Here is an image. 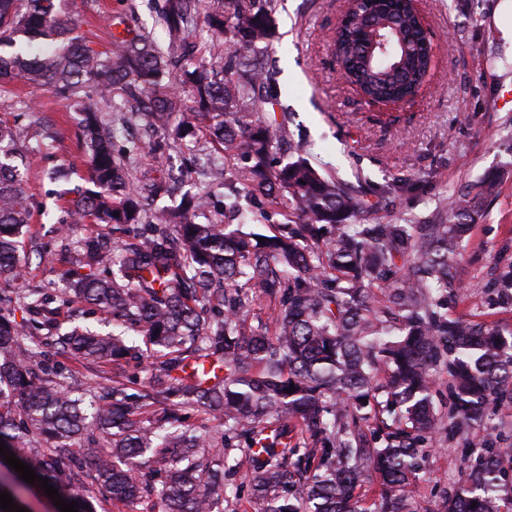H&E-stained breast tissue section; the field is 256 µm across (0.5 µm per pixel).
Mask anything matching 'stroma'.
<instances>
[{
    "instance_id": "1",
    "label": "stroma",
    "mask_w": 512,
    "mask_h": 512,
    "mask_svg": "<svg viewBox=\"0 0 512 512\" xmlns=\"http://www.w3.org/2000/svg\"><path fill=\"white\" fill-rule=\"evenodd\" d=\"M498 3L417 0L434 36L435 56L423 86L405 103L367 101L344 78L331 53L343 0H277L278 37L264 55L277 79L275 115L286 118L287 141L301 145L314 167L367 194L402 175L423 181L422 192L392 198L385 212L388 220H425L449 206L462 186L489 172L502 173L498 195L461 244L463 288L449 312L512 330V308L494 305L486 288L499 267L512 264V43L505 41L494 22ZM161 4L162 0H74L72 11L97 47L109 44L108 20L123 12L132 14L162 46L166 38L158 17ZM30 102L54 127L56 137L47 154L36 156L29 165L25 237L40 243L51 258L31 256L26 283L58 288L68 253L56 226L72 199V185L87 175L85 149L78 140L82 114L71 100L25 87L0 95V121L23 124L22 109ZM102 118L123 126L114 142L116 153H124L132 141L141 145L133 176L149 172L153 137L146 121L108 107ZM208 153L201 135L171 145L166 156L178 179L176 193L158 199V206L174 205L181 193L200 186L192 169ZM153 362L142 351L126 361H71L67 367L78 383L117 374L135 376L137 385L146 386L154 380ZM494 437L487 422L453 438L444 429L432 435V451L412 486L422 512H438L448 487L464 478L470 464L465 449Z\"/></svg>"
}]
</instances>
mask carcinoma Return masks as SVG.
<instances>
[{"mask_svg": "<svg viewBox=\"0 0 512 512\" xmlns=\"http://www.w3.org/2000/svg\"><path fill=\"white\" fill-rule=\"evenodd\" d=\"M71 0H0V93L13 83L70 99L81 88L133 103L159 132L156 163L171 139L206 132L228 173L209 168L213 189L175 207L151 209L169 192L164 174L131 184L128 162L113 151L114 128L83 106L81 139L89 188L74 190L60 227L110 224L108 245L85 240L70 257L66 288L0 292V441L78 512H93L87 492L131 502L147 463L158 465L165 512H224V477L249 458V512H362L357 490L376 474L383 486L373 512H419L408 490L428 441L443 419L459 431L512 400V332L448 317L462 288L460 244L498 187L496 173L456 197L429 224L384 221L347 184L318 172L301 154L275 161L284 122L263 118L276 104L275 76L261 51L275 39L274 0H164L160 22L181 52L177 69L150 32L121 14L111 46L95 48L70 12ZM221 48L209 64L186 39L198 25ZM386 56L369 52L375 38ZM347 78L368 96L397 99L427 78L431 59L406 0L358 3L336 32ZM27 127L55 139L28 106ZM23 128L0 122V277L24 278L19 237L29 221ZM224 189L232 204L262 199L285 212L269 233L209 217ZM419 181L393 180L383 195L415 192ZM204 221H199V218ZM264 238L265 242L258 241ZM512 305V264L492 283ZM76 297L91 313L112 316L102 334L55 321L52 305ZM266 319L248 323L260 302ZM19 305L18 323L7 308ZM134 330L156 353L155 384L66 380L65 361L106 363L132 354ZM452 395L435 402L438 381ZM294 388L291 393L288 388ZM218 421L186 424L188 412ZM466 479L448 489L442 512H512V448L489 442L466 449ZM90 486L74 492L83 460Z\"/></svg>", "mask_w": 512, "mask_h": 512, "instance_id": "1", "label": "carcinoma"}]
</instances>
